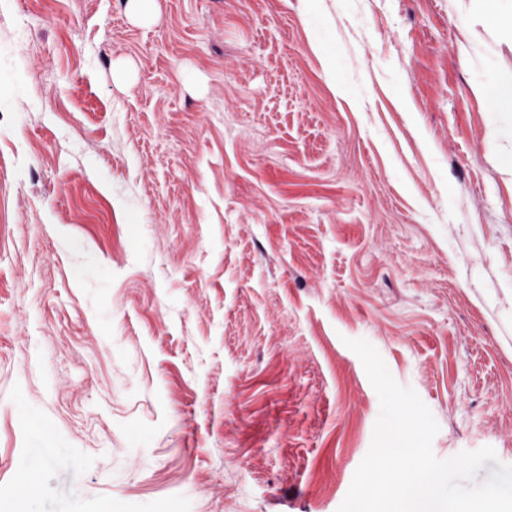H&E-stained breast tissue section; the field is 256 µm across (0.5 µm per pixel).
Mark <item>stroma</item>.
Masks as SVG:
<instances>
[{"label": "stroma", "instance_id": "1", "mask_svg": "<svg viewBox=\"0 0 512 512\" xmlns=\"http://www.w3.org/2000/svg\"><path fill=\"white\" fill-rule=\"evenodd\" d=\"M144 3L0 0V512H338L349 338L512 464V0Z\"/></svg>", "mask_w": 512, "mask_h": 512}]
</instances>
